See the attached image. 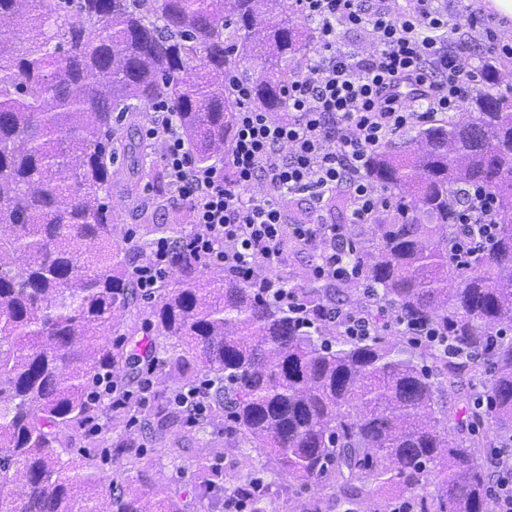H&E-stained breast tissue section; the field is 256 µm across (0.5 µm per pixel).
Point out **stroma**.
<instances>
[{
    "label": "stroma",
    "instance_id": "1",
    "mask_svg": "<svg viewBox=\"0 0 512 512\" xmlns=\"http://www.w3.org/2000/svg\"><path fill=\"white\" fill-rule=\"evenodd\" d=\"M112 199L121 211L122 222L116 228L126 240L125 265L134 269L145 256L140 244L128 240L129 230L141 224H182L189 208L159 194L155 185L144 182L137 195L126 196L122 184H114ZM95 426L73 438L72 457L104 454L106 471H118L117 487L140 497L143 505L156 508L170 501L179 512H224V491L247 485L252 478H263L268 485L264 501L267 512H292L294 501L309 500L318 512H345L346 505L329 482L311 480L307 485L282 474L267 449L253 447L242 434L223 419L211 416L201 428L171 435L152 417L139 415L130 422L127 413L112 411L96 414ZM134 444L139 457L126 454V444ZM208 458L222 474L219 485L204 481L199 470L201 458Z\"/></svg>",
    "mask_w": 512,
    "mask_h": 512
}]
</instances>
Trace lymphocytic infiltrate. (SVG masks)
<instances>
[{
  "label": "lymphocytic infiltrate",
  "instance_id": "obj_1",
  "mask_svg": "<svg viewBox=\"0 0 512 512\" xmlns=\"http://www.w3.org/2000/svg\"><path fill=\"white\" fill-rule=\"evenodd\" d=\"M297 5L316 27V52L305 73L288 84L286 117L273 118L253 104L246 84L232 83L237 99L232 147L220 164L209 167L194 162L168 103H156L144 127L147 145L160 149L173 198L192 211L188 250L220 262L225 274L291 310L300 309L301 298L280 274L284 244L316 249L314 281L359 283L361 267L348 253V226L369 223L390 204L385 190L365 177L369 156L405 128L453 111L475 88L477 68L465 44L496 37L488 21L474 16L459 25L441 0H406L397 9L386 0H297ZM365 29L373 50L348 48L344 34ZM338 191L350 200L346 225L324 217L327 200ZM290 200L307 201L304 219L289 221ZM497 224L494 198L470 188L467 202L453 213L452 263L463 266L487 255ZM171 261V241L154 240L149 259L133 271L140 288L159 287ZM313 319L353 337L374 335L385 322L441 355H460L448 332L390 313L372 288L364 289L360 305L328 301ZM490 464L496 512H512V443L492 450Z\"/></svg>",
  "mask_w": 512,
  "mask_h": 512
}]
</instances>
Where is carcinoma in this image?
I'll return each instance as SVG.
<instances>
[{
    "label": "carcinoma",
    "mask_w": 512,
    "mask_h": 512,
    "mask_svg": "<svg viewBox=\"0 0 512 512\" xmlns=\"http://www.w3.org/2000/svg\"><path fill=\"white\" fill-rule=\"evenodd\" d=\"M283 0H0V512H146L134 496L95 493L112 481L97 463L63 460L73 432L96 407L94 390L132 381L125 343L106 338L142 293L126 271L119 213L110 201L118 156L131 162L125 190L137 194L165 173L140 166L138 147L120 135L166 99L195 161L206 167L230 147L237 103L227 74L253 101L288 111L285 87L314 46L313 25ZM261 60V74L246 62ZM473 114L431 119L411 141L370 159L367 179L397 191L394 220L374 219L371 238L353 240L365 279L408 318L452 331L484 362H457L384 334L327 332L264 298L224 266L177 252L169 281L155 290L148 326L166 340L165 362H196L210 409L260 448L293 480L329 477L363 509L364 478L408 488L432 476L437 494L419 512H494L488 472L474 440L448 433L433 380L463 372L487 379L490 408L455 419L476 432L488 420L512 432V100L495 92L486 65ZM474 185L496 198L499 224L490 254L459 268L448 259L449 201ZM176 243L172 224L144 236ZM24 257L20 268L15 262ZM307 309L342 297L351 284L295 282ZM161 382L152 416L182 426ZM24 491L10 490L17 480Z\"/></svg>",
    "instance_id": "carcinoma-1"
}]
</instances>
